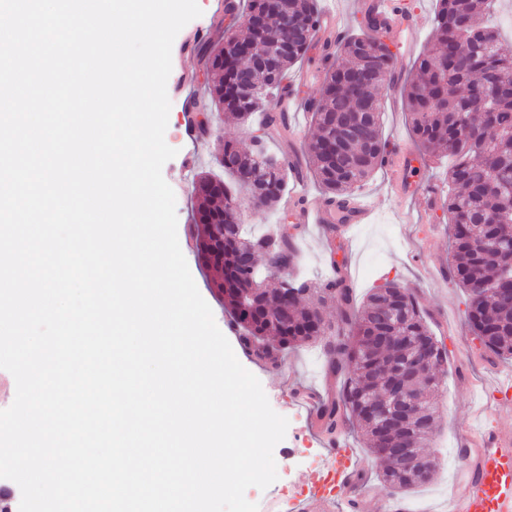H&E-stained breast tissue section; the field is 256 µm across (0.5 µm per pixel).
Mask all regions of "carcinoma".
Wrapping results in <instances>:
<instances>
[{"mask_svg":"<svg viewBox=\"0 0 512 512\" xmlns=\"http://www.w3.org/2000/svg\"><path fill=\"white\" fill-rule=\"evenodd\" d=\"M231 18L242 25L228 27L224 41L202 43L198 52L210 76L211 103L240 123L256 112L286 136L283 112L270 110L272 98L283 93L290 66L302 59L313 43L319 20L316 0H245L227 4ZM496 0H437L428 48L412 64L415 75L403 85L412 135L421 150L451 160L448 165V212L451 239V280L467 295L465 322L480 348L490 358L512 359V280L497 245L512 240V220L497 216L512 212V87L506 85L491 110L481 109L474 91L484 83L512 82V53L503 50L494 21ZM304 23L306 35L271 48V36L283 18ZM372 34L347 36L325 59L320 92L307 103L315 134L304 164L327 195V200L348 201L380 167L387 149L382 135L383 112L378 99L382 76L392 73V57L382 51L384 25L364 20ZM373 71V80L360 89L357 74ZM355 121L366 129V140L339 139L338 129ZM268 133L256 136L247 151L224 141L215 164L246 186L253 208L267 211L288 191V159L270 153ZM234 186L210 172L198 175L195 193L202 205L198 260L214 271L212 288L241 330V340L257 355L276 366L283 351L325 335L331 324L313 306L310 291L323 302L337 306L336 344L330 346L329 370L340 381L317 409V420L332 433L355 421L371 454L380 464V487L407 492L429 482L436 458L424 451L436 425L437 383L425 387L426 395L402 427L382 430L390 413L386 392L390 373L384 366L401 360L398 348L420 339L431 344L428 370L446 357L442 342L431 332L416 297L407 289L399 294L403 319L388 328L400 340L371 344L383 315L385 294L399 284L388 280L369 292L363 305H355L352 286L338 276L312 289L306 281L283 280L265 284L270 271L295 256L287 230L272 236L246 231L237 213ZM271 335L277 346L264 343ZM412 448L427 464L408 466L395 452Z\"/></svg>","mask_w":512,"mask_h":512,"instance_id":"carcinoma-1","label":"carcinoma"}]
</instances>
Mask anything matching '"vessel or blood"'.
Instances as JSON below:
<instances>
[{"label":"vessel or blood","instance_id":"vessel-or-blood-1","mask_svg":"<svg viewBox=\"0 0 512 512\" xmlns=\"http://www.w3.org/2000/svg\"><path fill=\"white\" fill-rule=\"evenodd\" d=\"M358 7L381 20L386 27L404 37L408 47H415L419 23L413 15H397L390 0H359ZM410 151L387 150L385 165L393 175L392 191L405 214H413V189L407 175L413 167ZM370 215L363 199L347 206L326 203L299 205L291 219L296 224H358ZM480 448L475 461L465 462V475L450 493L449 512H512V430H478ZM355 464L348 448H333L317 469L309 473L298 498L280 505L278 512H336L339 504L351 501Z\"/></svg>","mask_w":512,"mask_h":512}]
</instances>
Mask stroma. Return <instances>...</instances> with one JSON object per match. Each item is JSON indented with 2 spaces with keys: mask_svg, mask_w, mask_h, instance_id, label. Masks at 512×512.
I'll use <instances>...</instances> for the list:
<instances>
[{
  "mask_svg": "<svg viewBox=\"0 0 512 512\" xmlns=\"http://www.w3.org/2000/svg\"><path fill=\"white\" fill-rule=\"evenodd\" d=\"M200 17L191 20L177 34L172 45V70L167 81L171 103L166 143L176 155L162 169L163 177L176 196L177 235L197 288L210 305L219 328H226L232 318L224 308V300L211 286L212 274L202 266L196 255L198 227L194 216L199 201L194 182L200 172L213 169L218 146L233 139L242 148H249L258 122L240 125L224 113L215 111L207 93V80L194 48L198 32H205L212 41L222 39L229 23L224 15V0H198ZM321 49L314 48L303 62L287 73L294 81V100L288 103V135L269 143L271 152L287 153L289 148L304 150L313 135L309 113L301 102L314 97L320 81L305 85L295 79L305 70H323ZM379 98L384 112L383 136L391 147H414L409 127V114L403 98H390L388 89H381ZM206 119L208 135L191 141L184 137L188 117ZM389 171L378 168L363 185L361 195L372 201L366 223L352 225L350 234L357 239V253L350 267V279L359 294L385 280L397 281L418 299L427 314L429 325L447 349V358L440 369L437 383L439 418L437 429L427 444V451L436 456L439 467L427 484L403 493L415 512H442L451 486L459 479L461 458L459 448L471 431L480 427L512 428V398L502 403L489 402L486 389L491 383L512 378V360L489 364L483 358L465 324L466 296L454 283L444 282L442 269L448 264L449 229L438 222L435 212H424L414 224L401 223L398 204L388 193ZM298 251L294 278L312 283L333 277L334 263L343 261V249L324 250L322 241L329 234L324 224H300L295 231ZM229 342L239 362L255 375L271 407L288 420L284 439L274 449L278 481L266 489L248 488L245 497L256 504L274 501L281 494L284 482L301 486L309 472V453L325 455L322 440L311 437L315 427L312 411L306 404L292 402L294 390L316 391L320 394L334 388L336 381L327 372V341H316L283 353L278 366H270L248 352L239 335Z\"/></svg>",
  "mask_w": 512,
  "mask_h": 512,
  "instance_id": "obj_1",
  "label": "stroma"
}]
</instances>
